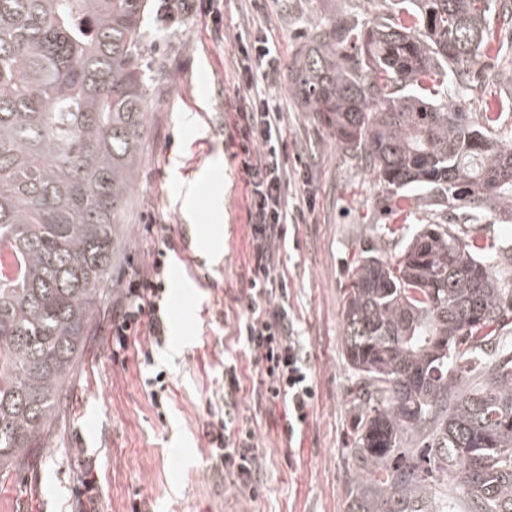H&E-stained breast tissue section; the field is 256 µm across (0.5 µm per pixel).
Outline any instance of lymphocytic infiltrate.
<instances>
[{
    "instance_id": "obj_1",
    "label": "lymphocytic infiltrate",
    "mask_w": 512,
    "mask_h": 512,
    "mask_svg": "<svg viewBox=\"0 0 512 512\" xmlns=\"http://www.w3.org/2000/svg\"><path fill=\"white\" fill-rule=\"evenodd\" d=\"M278 50L265 35L240 32L235 36L236 92L244 98L229 136L235 142L239 170L247 193L246 224L250 247L247 276L240 290L246 302L238 321V336L261 369L267 402L288 408L289 433L306 424L316 400L309 357L295 329L288 305V276L281 247L288 228L305 221L304 210L289 211L288 143L284 115L264 84L277 75ZM164 264L138 269L112 307V360L125 364L131 339L144 336L161 343L160 316ZM240 389L237 368H224V407L211 426L209 458L242 492L258 495L262 460L255 431L236 415Z\"/></svg>"
}]
</instances>
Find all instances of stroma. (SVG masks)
<instances>
[{"mask_svg": "<svg viewBox=\"0 0 512 512\" xmlns=\"http://www.w3.org/2000/svg\"><path fill=\"white\" fill-rule=\"evenodd\" d=\"M149 0L142 24V73L151 112L143 160L126 212L103 302L79 369L46 447L12 480L0 481V512H348V438L356 412L343 355L344 287L366 248L391 258L402 249L404 224H435L444 213L426 199L386 193L376 172L342 150L332 131L309 112L290 86L298 51L316 16L367 23L393 15L390 0H269L262 22L279 47L272 87L284 112L288 140L289 206L310 202L306 223L295 225L282 251L288 303L309 355L317 398L300 440H289L283 405L259 402L263 373L237 336L244 305L237 296L249 246L245 189L228 134L239 105L233 87L234 36L252 28L249 0ZM168 225L158 245L148 223ZM461 238L495 245L493 274L512 277V223L485 217L460 224ZM216 258L211 287H179L171 259L188 239ZM165 262V341L142 366L128 352L127 367L112 361V302L154 251ZM235 359L242 386L240 420L254 428L263 456V490L251 498L214 470L205 435L212 412L224 405V362ZM162 375L163 408L152 404L150 380ZM95 465L99 498L74 488Z\"/></svg>", "mask_w": 512, "mask_h": 512, "instance_id": "stroma-1", "label": "stroma"}]
</instances>
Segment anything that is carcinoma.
Here are the masks:
<instances>
[{
  "mask_svg": "<svg viewBox=\"0 0 512 512\" xmlns=\"http://www.w3.org/2000/svg\"><path fill=\"white\" fill-rule=\"evenodd\" d=\"M149 0H0V477L44 447L75 373L147 135L139 60ZM394 22L315 17L296 95L386 191L512 222V98L462 105L472 67L512 27V0H393ZM493 245L414 227L397 260L373 249L344 288L358 414L348 512H512V322ZM483 382L465 383L474 362Z\"/></svg>",
  "mask_w": 512,
  "mask_h": 512,
  "instance_id": "carcinoma-1",
  "label": "carcinoma"
}]
</instances>
